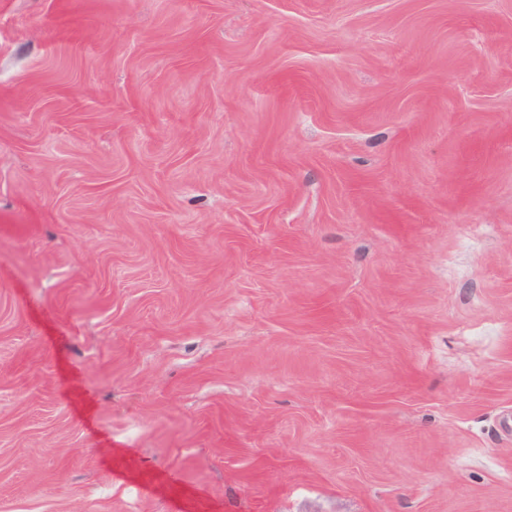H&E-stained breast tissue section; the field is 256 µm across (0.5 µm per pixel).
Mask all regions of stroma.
<instances>
[{
    "label": "stroma",
    "mask_w": 512,
    "mask_h": 512,
    "mask_svg": "<svg viewBox=\"0 0 512 512\" xmlns=\"http://www.w3.org/2000/svg\"><path fill=\"white\" fill-rule=\"evenodd\" d=\"M0 512H512V0H0Z\"/></svg>",
    "instance_id": "1"
}]
</instances>
